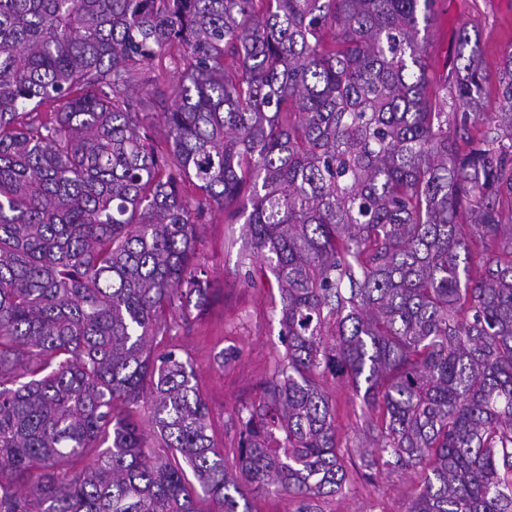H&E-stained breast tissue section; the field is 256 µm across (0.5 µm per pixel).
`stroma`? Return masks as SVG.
Masks as SVG:
<instances>
[{
  "label": "stroma",
  "mask_w": 512,
  "mask_h": 512,
  "mask_svg": "<svg viewBox=\"0 0 512 512\" xmlns=\"http://www.w3.org/2000/svg\"><path fill=\"white\" fill-rule=\"evenodd\" d=\"M432 33L429 73L450 75L456 64L457 36L462 28L479 29L488 72H495L504 47L512 45V0H438ZM211 284L205 314L190 320L176 342L190 355L198 384L212 417L214 440L232 457L239 441L237 414L258 403L267 382L285 359L279 324L280 298L259 264L247 257L241 220L215 211L198 230L196 243ZM319 383L336 403V434L354 446L367 428L362 392L332 376ZM410 473L380 471L365 476L348 467L345 491L318 501L319 512H405L417 492Z\"/></svg>",
  "instance_id": "1"
}]
</instances>
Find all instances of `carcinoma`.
<instances>
[{"label":"carcinoma","mask_w":512,"mask_h":512,"mask_svg":"<svg viewBox=\"0 0 512 512\" xmlns=\"http://www.w3.org/2000/svg\"><path fill=\"white\" fill-rule=\"evenodd\" d=\"M435 2L0 0V512H317L348 457L512 512V48L491 106L466 27L433 84ZM241 197L286 355L229 464L174 338ZM327 372L376 416L348 454ZM252 512H296L297 502L288 496H267L261 493L249 494Z\"/></svg>","instance_id":"carcinoma-1"}]
</instances>
